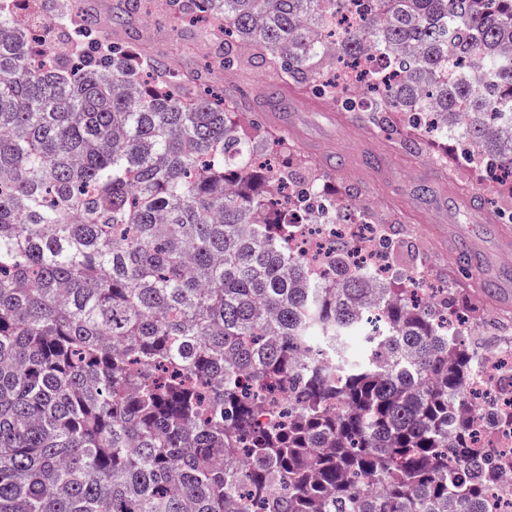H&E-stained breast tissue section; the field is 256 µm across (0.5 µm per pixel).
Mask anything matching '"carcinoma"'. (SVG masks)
Segmentation results:
<instances>
[{
	"label": "carcinoma",
	"instance_id": "1",
	"mask_svg": "<svg viewBox=\"0 0 512 512\" xmlns=\"http://www.w3.org/2000/svg\"><path fill=\"white\" fill-rule=\"evenodd\" d=\"M0 0V512H487L498 467L453 421L483 352L448 289L420 300L308 224H372L229 96L100 36L39 39ZM373 127L393 117L512 176V0H168ZM378 67L360 68L366 48ZM288 407L274 397L282 381ZM487 432L512 413L478 405ZM361 227L359 224H314L310 235L297 242L295 250L311 263L324 262L329 256V246L337 238L355 239Z\"/></svg>",
	"mask_w": 512,
	"mask_h": 512
}]
</instances>
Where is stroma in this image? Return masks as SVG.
<instances>
[{
  "label": "stroma",
  "instance_id": "35a3bbf8",
  "mask_svg": "<svg viewBox=\"0 0 512 512\" xmlns=\"http://www.w3.org/2000/svg\"><path fill=\"white\" fill-rule=\"evenodd\" d=\"M112 39L139 54L174 64L184 73L205 74L210 88L233 95L252 122L272 126L271 107L263 94L280 85V73L259 54L233 45L227 50L230 66L214 68L212 56L224 36L206 18H177L164 11L162 0H142L141 13L133 15ZM301 102L299 122L320 141L324 153L309 152L294 134L290 141L296 153L312 171L323 174L328 193L341 198L347 187H355L357 202L372 212L375 222L399 226L393 266L404 272L422 269L431 281L455 288L460 300L477 307L475 331L482 336L480 345L493 350V342L483 335L484 316L512 315V305L505 307L485 296L478 286L480 273L464 268L452 256L448 234L472 231L469 213L457 209L454 198L485 200L497 226L503 213L512 212V200L493 195L466 167L444 175L430 153L402 147L397 137L373 130L353 113L333 109L311 95L302 96ZM426 176L450 189V198L439 202L434 195L421 194Z\"/></svg>",
  "mask_w": 512,
  "mask_h": 512
}]
</instances>
